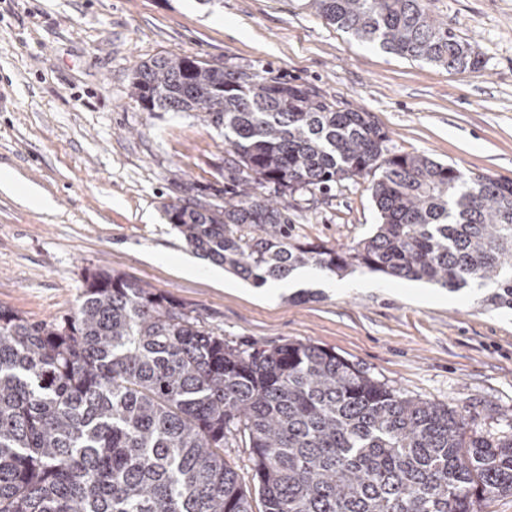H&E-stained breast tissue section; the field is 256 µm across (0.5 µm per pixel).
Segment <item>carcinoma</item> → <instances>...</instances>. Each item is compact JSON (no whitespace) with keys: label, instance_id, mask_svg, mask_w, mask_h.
I'll list each match as a JSON object with an SVG mask.
<instances>
[{"label":"carcinoma","instance_id":"obj_1","mask_svg":"<svg viewBox=\"0 0 512 512\" xmlns=\"http://www.w3.org/2000/svg\"><path fill=\"white\" fill-rule=\"evenodd\" d=\"M432 0H306L327 24L409 60L479 70ZM131 98L224 130L222 203L163 205L198 255L261 286L357 267L512 309V179L390 153L369 112L253 69L168 55ZM373 177L375 233L347 250L288 238L279 199ZM240 224L265 235L244 238ZM247 448L264 512H479L512 494V436L414 399L312 343L230 344L193 311L107 269L74 312L31 322L0 306V512H251L224 461Z\"/></svg>","mask_w":512,"mask_h":512}]
</instances>
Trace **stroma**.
I'll list each match as a JSON object with an SVG mask.
<instances>
[{"label": "stroma", "instance_id": "1", "mask_svg": "<svg viewBox=\"0 0 512 512\" xmlns=\"http://www.w3.org/2000/svg\"><path fill=\"white\" fill-rule=\"evenodd\" d=\"M484 66L451 71L355 40L304 0H0V167L50 197L0 188V305L31 321L73 311L106 268L169 295L232 343L302 341L405 395L462 411L471 432L512 435V311L357 269L362 288L292 302L188 275L165 203L224 185V133L191 112H146L133 68L195 56L316 86L360 109L394 154L512 179V0H433ZM293 241L350 248L374 232L372 180L286 198Z\"/></svg>", "mask_w": 512, "mask_h": 512}]
</instances>
